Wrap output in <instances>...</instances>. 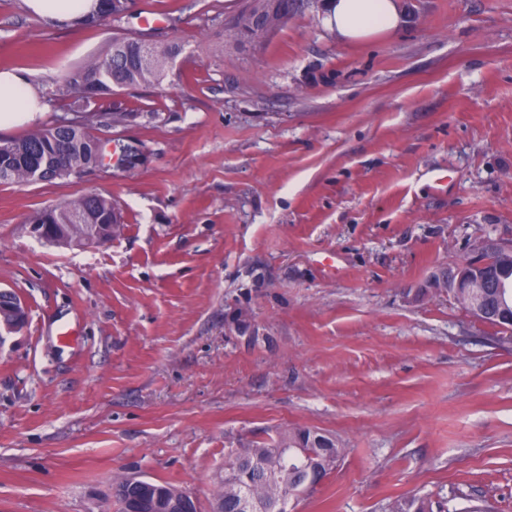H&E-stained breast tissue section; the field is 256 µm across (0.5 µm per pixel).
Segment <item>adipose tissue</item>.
Wrapping results in <instances>:
<instances>
[{
	"mask_svg": "<svg viewBox=\"0 0 512 512\" xmlns=\"http://www.w3.org/2000/svg\"><path fill=\"white\" fill-rule=\"evenodd\" d=\"M26 8L55 24L85 18L98 8L97 0H24ZM323 20L338 39L365 42L382 33L397 32L403 22L399 0H325ZM44 105L25 72L0 70V130L30 124L41 118Z\"/></svg>",
	"mask_w": 512,
	"mask_h": 512,
	"instance_id": "1",
	"label": "adipose tissue"
}]
</instances>
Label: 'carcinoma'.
Returning <instances> with one entry per match:
<instances>
[{"instance_id": "carcinoma-1", "label": "carcinoma", "mask_w": 512, "mask_h": 512, "mask_svg": "<svg viewBox=\"0 0 512 512\" xmlns=\"http://www.w3.org/2000/svg\"><path fill=\"white\" fill-rule=\"evenodd\" d=\"M262 0H250L235 17L231 29L235 39H251L255 45L268 34L252 30L254 12ZM181 51L175 43L164 49L144 45L136 38H120L109 53L69 77L60 96L70 100L69 109L85 108L79 92L99 88L104 94L115 89H130L142 84H161L166 77L168 60ZM64 127L30 132L25 136L0 141V183L50 181L70 176L97 165L101 160L99 142L85 123L62 121ZM31 224L44 228V240L59 246L92 241L100 231H117L120 219L112 199L85 194L62 206L35 213ZM477 287L456 295L466 310L479 301L485 309L481 321L506 334L512 322H500L498 316L512 317V252L485 257L482 266L467 269ZM238 465L224 470V478L215 494L222 512H276L280 495L291 485L302 484L311 474L312 463L331 458V466L321 467L318 480L327 478L347 453L330 436L306 428L296 429L274 442L243 443L235 449ZM425 497H399L389 504V512H431Z\"/></svg>"}]
</instances>
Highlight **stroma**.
Here are the masks:
<instances>
[{
    "label": "stroma",
    "mask_w": 512,
    "mask_h": 512,
    "mask_svg": "<svg viewBox=\"0 0 512 512\" xmlns=\"http://www.w3.org/2000/svg\"><path fill=\"white\" fill-rule=\"evenodd\" d=\"M244 3L49 25L0 0V69L29 73L42 128L114 38L183 47L93 104L101 164L0 184V290L27 310L0 334V512H119L126 476L211 512L227 449L294 427L347 450L297 512H512V340L428 287L512 240V0H406L366 43L315 8L241 50ZM83 194L112 199L111 242L31 236Z\"/></svg>",
    "instance_id": "1"
}]
</instances>
